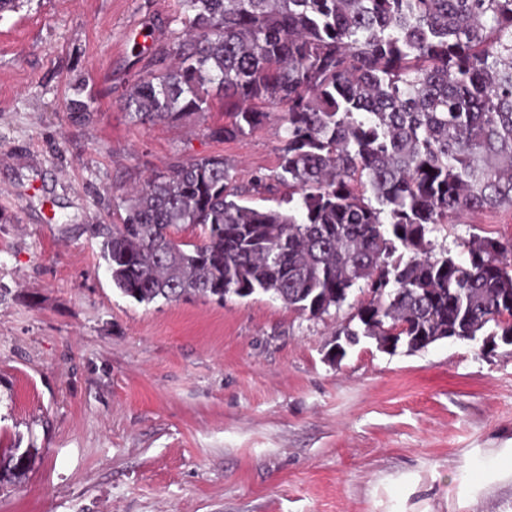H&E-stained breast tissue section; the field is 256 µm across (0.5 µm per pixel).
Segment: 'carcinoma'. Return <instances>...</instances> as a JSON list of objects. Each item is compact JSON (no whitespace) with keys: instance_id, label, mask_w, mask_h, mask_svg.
Here are the masks:
<instances>
[{"instance_id":"cac0c4a2","label":"carcinoma","mask_w":512,"mask_h":512,"mask_svg":"<svg viewBox=\"0 0 512 512\" xmlns=\"http://www.w3.org/2000/svg\"><path fill=\"white\" fill-rule=\"evenodd\" d=\"M183 34L155 54L124 107L140 123L224 98L234 139L285 109L276 182L286 207L242 204L221 155L196 158L122 198L102 229L112 284L139 303L269 293L312 317L369 295L336 330L419 351L460 336L512 345V238L472 236L468 258L433 254L453 217L512 211V0H178ZM200 226L198 243L175 238ZM407 261L393 259L398 249ZM28 452L0 457L19 479Z\"/></svg>"}]
</instances>
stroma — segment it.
<instances>
[{
  "label": "stroma",
  "mask_w": 512,
  "mask_h": 512,
  "mask_svg": "<svg viewBox=\"0 0 512 512\" xmlns=\"http://www.w3.org/2000/svg\"><path fill=\"white\" fill-rule=\"evenodd\" d=\"M183 31L177 0H22L0 13V512H512V345L326 354L360 293L314 318L271 296L140 304L100 226L153 174L278 166L281 110L232 139L209 112L140 124L127 90ZM93 111L77 114L75 93ZM512 237V211L441 224L435 252ZM20 448H11L8 455L0 457V483L20 479L29 464L28 451L19 453Z\"/></svg>",
  "instance_id": "1"
}]
</instances>
